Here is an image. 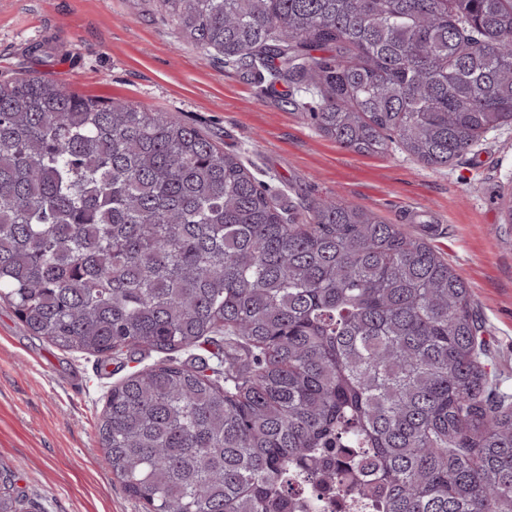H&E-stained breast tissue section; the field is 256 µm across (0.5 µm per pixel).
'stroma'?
<instances>
[{
    "label": "stroma",
    "mask_w": 512,
    "mask_h": 512,
    "mask_svg": "<svg viewBox=\"0 0 512 512\" xmlns=\"http://www.w3.org/2000/svg\"><path fill=\"white\" fill-rule=\"evenodd\" d=\"M37 75L74 93L130 102L194 125L241 158L282 205L332 197L368 209L443 254L490 341L489 368L512 397V125L440 169L400 145L361 155L319 134L302 86L206 54L161 0H0V80ZM161 353L109 362L29 335L0 302V474L40 512H144L97 441L103 395Z\"/></svg>",
    "instance_id": "obj_1"
}]
</instances>
